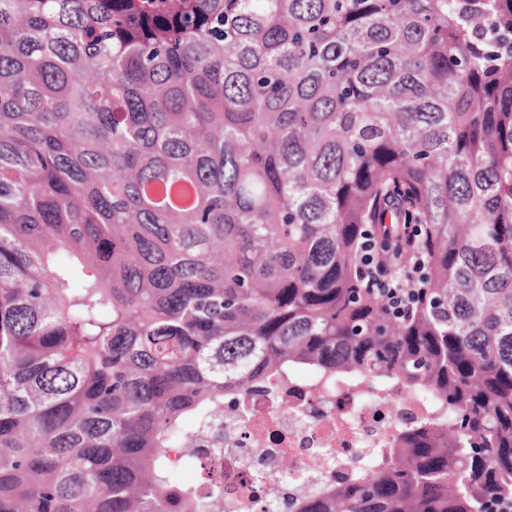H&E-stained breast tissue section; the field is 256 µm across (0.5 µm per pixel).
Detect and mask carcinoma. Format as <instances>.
Returning a JSON list of instances; mask_svg holds the SVG:
<instances>
[{
    "label": "carcinoma",
    "instance_id": "cac0c4a2",
    "mask_svg": "<svg viewBox=\"0 0 512 512\" xmlns=\"http://www.w3.org/2000/svg\"><path fill=\"white\" fill-rule=\"evenodd\" d=\"M298 365L433 413L284 512L512 494V0H0V512H224ZM372 275L376 276V289L386 292L389 298L395 303V309L404 313L412 293H416V288H412L413 269L406 267L396 269L395 264H388L385 261L379 263L375 269H372Z\"/></svg>",
    "mask_w": 512,
    "mask_h": 512
}]
</instances>
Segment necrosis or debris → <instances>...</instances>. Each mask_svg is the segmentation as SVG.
Segmentation results:
<instances>
[{
	"label": "necrosis or debris",
	"mask_w": 512,
	"mask_h": 512,
	"mask_svg": "<svg viewBox=\"0 0 512 512\" xmlns=\"http://www.w3.org/2000/svg\"><path fill=\"white\" fill-rule=\"evenodd\" d=\"M428 414L419 400L362 384L282 377L245 399L243 409L224 412V446L209 456L224 472V508L261 512L258 485L278 479L283 459L296 461L315 483L325 465L343 473L356 458L392 447L405 427Z\"/></svg>",
	"instance_id": "necrosis-or-debris-1"
}]
</instances>
